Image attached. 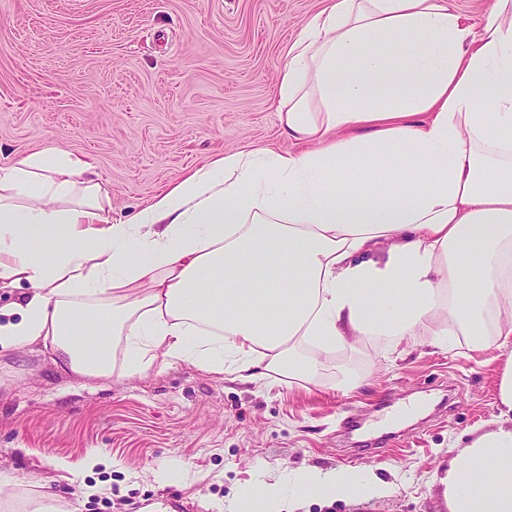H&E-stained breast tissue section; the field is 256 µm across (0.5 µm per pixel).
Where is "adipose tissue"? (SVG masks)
Here are the masks:
<instances>
[{
  "mask_svg": "<svg viewBox=\"0 0 512 512\" xmlns=\"http://www.w3.org/2000/svg\"><path fill=\"white\" fill-rule=\"evenodd\" d=\"M275 108L299 150L224 154L127 220L57 147L0 167V284L28 286L0 355L47 344L90 385L185 362L316 386L327 353L373 340H512V0L476 32L456 0H328L286 52ZM496 405L439 479L448 512H512V351ZM315 491L392 487L292 469L243 507L299 512Z\"/></svg>",
  "mask_w": 512,
  "mask_h": 512,
  "instance_id": "adipose-tissue-1",
  "label": "adipose tissue"
}]
</instances>
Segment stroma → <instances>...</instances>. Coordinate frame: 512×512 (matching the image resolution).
I'll use <instances>...</instances> for the list:
<instances>
[{"label":"stroma","instance_id":"1","mask_svg":"<svg viewBox=\"0 0 512 512\" xmlns=\"http://www.w3.org/2000/svg\"><path fill=\"white\" fill-rule=\"evenodd\" d=\"M323 0H0V166L54 144L91 162L130 218L213 156L297 150L273 104L286 51ZM499 342L448 350L418 336L328 362L321 386L240 384L188 363L85 387L49 354L0 364V470L9 512L55 479L66 512H237L284 469L366 468L369 502L311 494L300 512H446L438 478L496 413ZM359 386L336 391L337 364ZM107 465L87 470L90 457ZM190 464L194 483L152 471ZM69 474H61L60 465Z\"/></svg>","mask_w":512,"mask_h":512}]
</instances>
